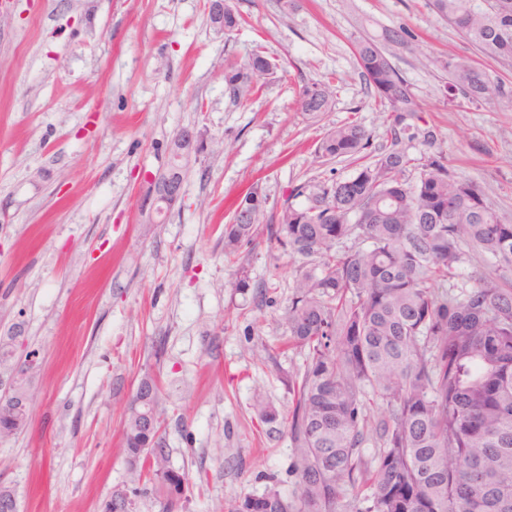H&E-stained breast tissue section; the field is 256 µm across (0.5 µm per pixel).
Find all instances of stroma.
<instances>
[{
  "instance_id": "stroma-1",
  "label": "stroma",
  "mask_w": 512,
  "mask_h": 512,
  "mask_svg": "<svg viewBox=\"0 0 512 512\" xmlns=\"http://www.w3.org/2000/svg\"><path fill=\"white\" fill-rule=\"evenodd\" d=\"M243 18L217 33L205 0H0V339L28 372L29 422L0 439V481L18 512H99L133 477L122 451L125 409L144 375L160 386L172 469L187 474L183 512L276 487L294 496L286 427L254 404H292L285 313L301 259L259 234L224 254L236 199L261 183L271 207L312 178L354 168L315 152L328 129L361 123L386 144L390 107L374 96L355 46L374 40L417 104L402 137L413 158L443 154L512 224V112L449 89L446 63L469 58L512 87V62L486 58L431 0H232ZM404 28V43L386 39ZM262 49L278 67L240 106L225 61ZM338 79L330 111L296 110L300 87ZM183 128L202 150L182 197L141 223L144 172L162 170ZM250 286L235 287L239 267Z\"/></svg>"
}]
</instances>
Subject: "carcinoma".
<instances>
[{"label":"carcinoma","mask_w":512,"mask_h":512,"mask_svg":"<svg viewBox=\"0 0 512 512\" xmlns=\"http://www.w3.org/2000/svg\"><path fill=\"white\" fill-rule=\"evenodd\" d=\"M432 6L485 56L512 60V0ZM240 23L224 0V33ZM355 54L390 106V146L368 152L370 134L354 121L331 128L315 152L354 164L352 176L307 180L270 215L255 184L236 206L249 221L235 216L224 225L227 255L252 245L263 223L279 250L311 264L297 275L285 315L288 344L305 355L288 372L297 492L286 497L271 487L224 502V512H345L349 495L357 502L351 512H512V224L443 155L427 157L416 181L406 178L414 159L399 147L400 133L415 101L374 41L358 42ZM275 69L255 49L244 65L226 64L224 80L244 106L260 90L256 78ZM448 74L464 98L512 112V90L470 59L448 61ZM335 81L304 84L297 111H329ZM348 239L367 247L335 249ZM472 257L492 269L468 277V288L438 291ZM159 395L155 378L139 381L122 425L123 452L136 480L146 475L160 485L161 512H180L189 483L168 466ZM255 409L261 422H278L270 404ZM26 425L0 397V438ZM138 493L117 489L100 512H132Z\"/></svg>","instance_id":"cac0c4a2"}]
</instances>
